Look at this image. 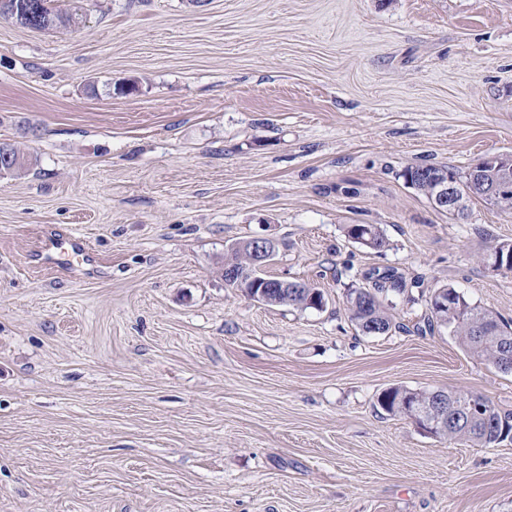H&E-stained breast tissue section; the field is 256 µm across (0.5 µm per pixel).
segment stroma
Returning a JSON list of instances; mask_svg holds the SVG:
<instances>
[{"label":"stroma","mask_w":512,"mask_h":512,"mask_svg":"<svg viewBox=\"0 0 512 512\" xmlns=\"http://www.w3.org/2000/svg\"><path fill=\"white\" fill-rule=\"evenodd\" d=\"M51 5L79 25L0 17V142L37 159L0 174V512H512V441L376 403L512 410V373L416 332L425 303L377 335L346 303L391 266L512 318V272L478 260L512 209L459 220L402 177L512 155V0ZM254 237L323 309L225 284ZM344 232L349 240L372 250L380 251L387 245L383 231L375 224H348ZM440 391L448 397V414L455 409L462 399H467L462 403L460 411L452 415L453 420L465 419L474 411L482 410L475 403V399L482 402L483 411L474 416L471 420H460L448 426L447 431L437 432L436 437H444L449 440L464 439L477 446H488L495 442L512 440V410H500L492 401L483 395H473L445 389L435 390H411L402 387H391L386 389L378 397L379 407L392 416H406L414 420L424 432L433 434L443 428L448 423V417L435 409L429 402L433 392ZM407 396L411 400L402 404V397ZM405 409H404V407ZM446 407V408H447ZM406 410V411H405ZM407 412V413H406ZM409 416H408V415ZM487 417L488 421L484 420Z\"/></svg>","instance_id":"stroma-1"}]
</instances>
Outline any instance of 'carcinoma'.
<instances>
[{
    "instance_id": "1",
    "label": "carcinoma",
    "mask_w": 512,
    "mask_h": 512,
    "mask_svg": "<svg viewBox=\"0 0 512 512\" xmlns=\"http://www.w3.org/2000/svg\"><path fill=\"white\" fill-rule=\"evenodd\" d=\"M17 5L16 10L0 0V16L9 17L28 29L42 31L57 25L67 26L75 22L71 16L62 17L51 7L39 13L38 7H29L26 0H9ZM34 164V158L20 152L14 145L0 143V172L17 173ZM512 168V158L508 156L484 160L461 176L447 167L433 165L410 166L403 172L405 181L420 191L430 202H435L437 185L428 174L447 175L454 181L457 197L468 209V201L477 197L489 204L512 208V186L494 196L487 194L484 181L493 177V172ZM348 239L369 249L380 251L387 245L383 231L376 224H348L344 228ZM505 263L512 261V243L497 242L481 256L485 265H490L495 257ZM224 269H232L240 275L252 272V255L248 251L231 250L224 255ZM366 284L348 289L347 303L351 318L365 334L372 333L373 327L385 333L396 326L393 315L388 312L385 300L391 295H403L410 303L425 298L427 313L424 316V329L434 331L446 328L470 355L480 358L500 371L512 372V367L503 366L505 355H512V323L489 308L472 303L462 292L449 287L435 289L429 297L424 292L413 295V289L421 287L416 280L407 281L402 273L392 267L374 268L365 275ZM299 310L316 309L324 306L323 293L306 282H295L288 288L287 297L280 302ZM432 391L411 390L402 387L386 389L378 397L379 407L389 415L404 416L406 411L402 397L421 402L430 401ZM482 402V413L471 420H460L448 426V430L436 433L438 437L464 439L477 446H488L495 442L512 440V410H500L492 401L478 395Z\"/></svg>"
}]
</instances>
